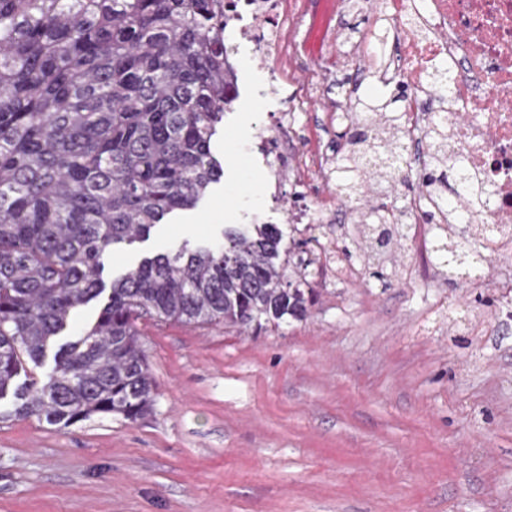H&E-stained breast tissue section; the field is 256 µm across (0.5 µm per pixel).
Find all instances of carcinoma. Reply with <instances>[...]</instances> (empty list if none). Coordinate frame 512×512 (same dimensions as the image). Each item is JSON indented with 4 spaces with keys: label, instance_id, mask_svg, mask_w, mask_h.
Returning <instances> with one entry per match:
<instances>
[{
    "label": "carcinoma",
    "instance_id": "cac0c4a2",
    "mask_svg": "<svg viewBox=\"0 0 512 512\" xmlns=\"http://www.w3.org/2000/svg\"><path fill=\"white\" fill-rule=\"evenodd\" d=\"M217 0H0V398L13 415L69 427L93 417L134 422L157 390L137 321L226 327L303 318L312 292L286 277L277 224L159 253L112 281L79 335L57 344L75 311L102 292L109 255L196 206L224 174L211 139L234 102L235 69ZM397 94L367 110L349 135L337 187L361 193V148L387 151ZM433 131L423 182L457 197L462 160ZM487 189L438 224L448 251L480 246L470 233ZM401 211H361L364 241L384 248ZM464 228H459V225ZM58 346L46 379L35 369ZM25 381L17 383L19 377Z\"/></svg>",
    "mask_w": 512,
    "mask_h": 512
}]
</instances>
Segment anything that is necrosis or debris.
Masks as SVG:
<instances>
[{
    "instance_id": "1",
    "label": "necrosis or debris",
    "mask_w": 512,
    "mask_h": 512,
    "mask_svg": "<svg viewBox=\"0 0 512 512\" xmlns=\"http://www.w3.org/2000/svg\"><path fill=\"white\" fill-rule=\"evenodd\" d=\"M286 0H226L224 14L236 44L251 48L266 75V93L283 100L278 119L260 125L257 138L267 160L271 196L287 173H303L309 184L331 181L334 157L321 150L296 159L284 144L295 131L306 100L285 96L276 62L285 52L276 23ZM381 30L370 32L355 53L358 65L379 81L400 79L410 89L402 101L399 178L429 162L428 126L440 120L451 151L461 154L467 174L489 195L476 221L497 227L494 253H512V0H369Z\"/></svg>"
}]
</instances>
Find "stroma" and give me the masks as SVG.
I'll use <instances>...</instances> for the list:
<instances>
[{
    "label": "stroma",
    "mask_w": 512,
    "mask_h": 512,
    "mask_svg": "<svg viewBox=\"0 0 512 512\" xmlns=\"http://www.w3.org/2000/svg\"><path fill=\"white\" fill-rule=\"evenodd\" d=\"M373 23L362 0L345 12L289 0L281 33L299 61L281 73L312 85L301 124L334 111L339 80L373 103L395 94L352 63ZM233 63L241 97L211 143L221 181L114 250L104 284L257 215L282 225L295 263L358 239L354 223H289L297 181L269 206L254 132L281 103L248 49ZM433 234L411 225L384 253L354 252L348 276L311 278L300 320H139L158 385L144 419L59 429L11 419L0 399V512H512V259L487 258L483 284L467 287L449 280Z\"/></svg>",
    "instance_id": "1"
}]
</instances>
